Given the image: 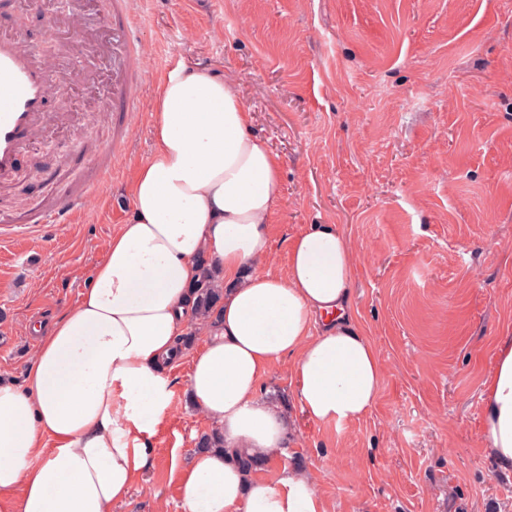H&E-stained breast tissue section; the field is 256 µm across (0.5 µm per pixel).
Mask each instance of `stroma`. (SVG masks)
Instances as JSON below:
<instances>
[{
    "label": "stroma",
    "instance_id": "stroma-1",
    "mask_svg": "<svg viewBox=\"0 0 512 512\" xmlns=\"http://www.w3.org/2000/svg\"><path fill=\"white\" fill-rule=\"evenodd\" d=\"M150 66L124 142L107 111L111 59L96 89L50 95L83 116L88 150L57 138L34 150L0 212L95 187L75 224L0 234V380L22 384L36 336L76 306L86 276L131 215L138 163L152 155L158 63L224 78L252 130L281 160L270 268L310 224L338 225L355 252L351 299L385 378L372 410L340 426L304 416L288 362L261 396L286 403L295 439L263 471L301 461L326 512H512V472L483 447L482 383L512 331V0H129ZM56 0H0V21L39 50ZM112 148V172L98 154ZM173 368L157 451L113 512H181L178 473L211 430Z\"/></svg>",
    "mask_w": 512,
    "mask_h": 512
}]
</instances>
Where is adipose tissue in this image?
<instances>
[{
  "mask_svg": "<svg viewBox=\"0 0 512 512\" xmlns=\"http://www.w3.org/2000/svg\"><path fill=\"white\" fill-rule=\"evenodd\" d=\"M157 146L131 186L132 215L104 246L75 308L38 336L24 382H0V512H112L154 452L171 390L189 357L193 406L223 448L181 470L182 512H325L306 467L277 482L244 470L271 460L294 429L260 396L272 365L291 363L302 412L324 424L375 405L382 360L351 312L354 252L335 224L293 236L284 274L261 271L278 206L281 162L251 132L234 87L185 65L153 102ZM208 257L224 288L218 321L185 353L188 289ZM481 437L512 472V333L499 336L482 386Z\"/></svg>",
  "mask_w": 512,
  "mask_h": 512,
  "instance_id": "adipose-tissue-1",
  "label": "adipose tissue"
}]
</instances>
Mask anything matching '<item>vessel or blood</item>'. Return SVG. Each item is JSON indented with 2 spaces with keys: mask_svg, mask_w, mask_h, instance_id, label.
Instances as JSON below:
<instances>
[{
  "mask_svg": "<svg viewBox=\"0 0 512 512\" xmlns=\"http://www.w3.org/2000/svg\"><path fill=\"white\" fill-rule=\"evenodd\" d=\"M108 4V22L120 41L108 110L125 123L139 106V90L147 76L145 54L128 0H108ZM71 85L62 70L48 64L35 50L23 47L15 30L0 27V191L22 176L26 148L49 133L52 124L46 102L50 94L65 92ZM85 201L82 194L67 196L53 208L31 216L30 221L72 223Z\"/></svg>",
  "mask_w": 512,
  "mask_h": 512,
  "instance_id": "1",
  "label": "vessel or blood"
}]
</instances>
